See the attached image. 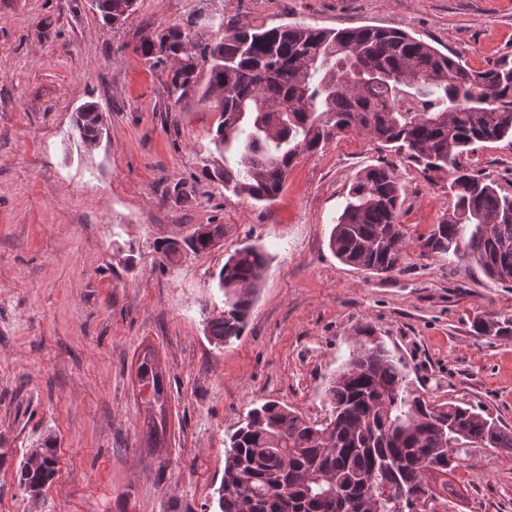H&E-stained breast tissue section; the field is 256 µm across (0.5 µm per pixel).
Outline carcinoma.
Returning <instances> with one entry per match:
<instances>
[{"label":"carcinoma","mask_w":512,"mask_h":512,"mask_svg":"<svg viewBox=\"0 0 512 512\" xmlns=\"http://www.w3.org/2000/svg\"><path fill=\"white\" fill-rule=\"evenodd\" d=\"M132 0H98L105 24L126 20ZM168 72L181 99L207 71V92L220 97L212 142L220 157L203 171L224 189L256 201L275 199L288 169L346 134L374 138L422 167L448 175L453 213L421 238L422 255L467 260L501 283L512 282V231L484 225L512 213V194L468 162L476 145L512 140V63L475 71L401 30L311 25L235 27L218 42L178 25L143 38L137 48ZM359 71L354 86L343 75ZM85 142L103 135L95 105L75 120ZM401 188L388 166L366 168L336 217L329 247L345 265L382 274L399 271L406 236L399 224ZM224 239V225L201 224L161 247L166 257L199 254ZM268 257L252 244L237 249L217 275L224 307L207 320L218 346L243 333ZM483 336H511L512 316L479 318ZM147 388L150 436L166 430L163 373L148 353L138 360ZM331 410L311 422L276 402L250 409L229 436L218 512H434L428 477L448 474L460 452L480 445L512 457V430L455 402L416 393L381 343L359 341L327 389ZM56 472L47 439L26 458L20 485L37 493Z\"/></svg>","instance_id":"carcinoma-1"}]
</instances>
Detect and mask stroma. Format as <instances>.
<instances>
[{
	"instance_id": "stroma-1",
	"label": "stroma",
	"mask_w": 512,
	"mask_h": 512,
	"mask_svg": "<svg viewBox=\"0 0 512 512\" xmlns=\"http://www.w3.org/2000/svg\"><path fill=\"white\" fill-rule=\"evenodd\" d=\"M224 26L308 24L401 29L475 70L512 62V0H221ZM200 0H138L104 26L92 0H0V512H214L224 439L269 400L320 421L326 391L370 325L413 390L462 402L512 430V337L476 335V315H512V283L473 263L420 253L451 213L448 180L429 178L370 138L349 134L297 160L282 192L257 202L203 165L219 111L199 82L170 98L143 36L188 26ZM94 104L106 132L74 127ZM470 160L512 192V146ZM392 168L407 231L401 271L340 263L328 241L358 172ZM220 224V247L165 258L155 243ZM271 260L241 338L215 346L212 278L244 244ZM153 351L168 393L166 433L145 437L138 358ZM52 440L41 495L22 462ZM435 512H512V459L473 448L433 476Z\"/></svg>"
}]
</instances>
